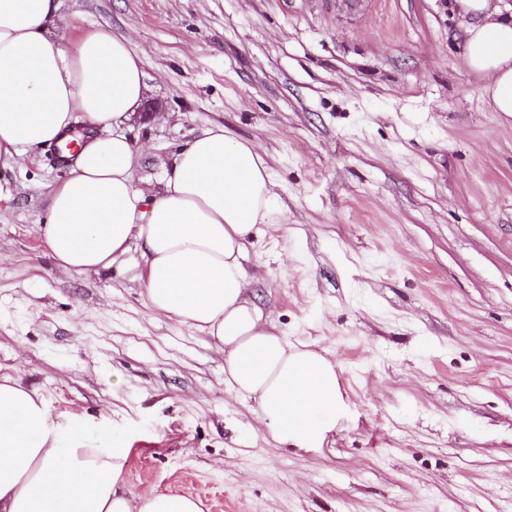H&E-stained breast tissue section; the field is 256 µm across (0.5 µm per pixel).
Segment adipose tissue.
I'll return each instance as SVG.
<instances>
[{
	"instance_id": "1",
	"label": "adipose tissue",
	"mask_w": 512,
	"mask_h": 512,
	"mask_svg": "<svg viewBox=\"0 0 512 512\" xmlns=\"http://www.w3.org/2000/svg\"><path fill=\"white\" fill-rule=\"evenodd\" d=\"M453 9L467 20L468 66L487 78L495 111L512 117V5L454 0ZM59 21L58 0H0V156L68 139L77 120L88 130L72 176L46 196L41 233L56 267L97 273L138 245L149 308L217 340L225 383L257 401L276 442L322 447L349 408L336 366L288 342L250 297L251 237L280 212L264 157L224 127L208 129L177 154L162 190L146 194L123 132L145 98L140 55L106 29L69 54ZM127 458L124 448L85 446L36 390L0 380V512H203L189 493L133 495Z\"/></svg>"
}]
</instances>
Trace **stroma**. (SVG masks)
<instances>
[{
	"mask_svg": "<svg viewBox=\"0 0 512 512\" xmlns=\"http://www.w3.org/2000/svg\"><path fill=\"white\" fill-rule=\"evenodd\" d=\"M451 0H61L67 51L105 28L142 58L125 126L161 189L191 137L255 144L281 203L246 268L291 342L336 365L351 415L279 445L224 354L153 314L138 247L55 269L40 226L72 169L53 146L0 159V377L129 451L136 495L206 512H512V117L461 53Z\"/></svg>",
	"mask_w": 512,
	"mask_h": 512,
	"instance_id": "1",
	"label": "stroma"
}]
</instances>
